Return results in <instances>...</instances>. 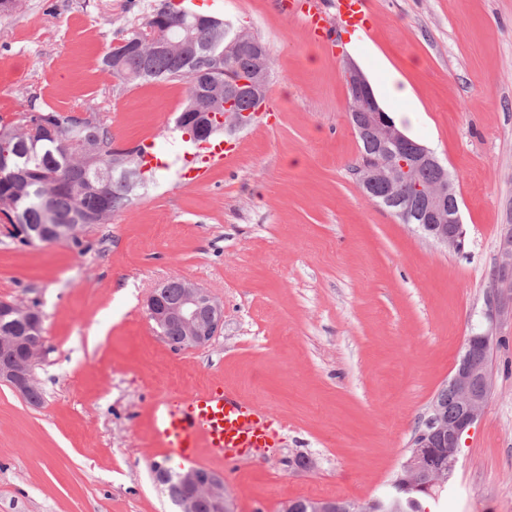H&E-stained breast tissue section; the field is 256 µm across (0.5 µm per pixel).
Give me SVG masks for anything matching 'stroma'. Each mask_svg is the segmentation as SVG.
I'll use <instances>...</instances> for the list:
<instances>
[{
  "label": "stroma",
  "instance_id": "stroma-1",
  "mask_svg": "<svg viewBox=\"0 0 512 512\" xmlns=\"http://www.w3.org/2000/svg\"><path fill=\"white\" fill-rule=\"evenodd\" d=\"M156 0H23L0 15V121L20 101L89 103L116 145L154 142L168 162L133 204L80 245L0 236V300L36 304L41 405L0 382V512H178L153 464L151 407L212 386L261 408L274 447L223 477L231 512L299 499L367 503L399 472L467 336L490 326L492 387L456 467L426 512H512V0H371L369 30L325 54L276 0H195L265 44L273 125L225 129L230 167L178 181L192 144L177 126L182 82L113 91L108 49ZM357 65L386 112L448 167L465 246L436 244L362 192L343 70ZM413 98L392 99V84ZM414 122L402 120L403 112ZM224 304L211 342L177 350L148 317L158 282ZM505 312L488 324V293Z\"/></svg>",
  "mask_w": 512,
  "mask_h": 512
}]
</instances>
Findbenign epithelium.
Wrapping results in <instances>:
<instances>
[{
	"instance_id": "benign-epithelium-1",
	"label": "benign epithelium",
	"mask_w": 512,
	"mask_h": 512,
	"mask_svg": "<svg viewBox=\"0 0 512 512\" xmlns=\"http://www.w3.org/2000/svg\"><path fill=\"white\" fill-rule=\"evenodd\" d=\"M346 86L348 112L351 125L358 135L373 139L374 164L360 166L356 179L368 197L390 207L392 214L404 224H416L435 243L452 249L461 247L464 239L463 224L457 191L448 175L447 167L426 146L406 136L378 102L371 85L355 67L347 69ZM232 101L224 102V115L212 112H185L182 122L196 128L198 136L208 139L214 134L212 120L223 124H241V117L231 111ZM426 169L438 173L431 183L420 180ZM157 284L146 298L150 318L164 330L177 323L183 331L182 342L176 349L196 348L208 344L217 335L224 323V305L209 291L192 283H184L182 297L174 303L160 301ZM19 317L30 322L26 336L0 337L1 351L19 348L25 357L0 367V381L12 385L21 394L34 387V366L44 347L41 315L32 307L20 303L0 301V318ZM492 329L469 336L465 340L463 353L448 379L447 387L452 391L456 410L446 414L434 401L429 407L425 427L413 440L414 457L420 456L422 448L448 449V474L453 473L458 461L463 435L479 419L491 388V374L486 357L494 344ZM416 485L431 489L443 486L447 474L424 477L413 468ZM156 478L165 484L175 479L187 493L178 502L180 512H199L202 505L212 512L228 510L224 491V480L210 470L197 468L172 474L168 470H156ZM344 507H338V504ZM309 501L306 512H363V505L352 501Z\"/></svg>"
}]
</instances>
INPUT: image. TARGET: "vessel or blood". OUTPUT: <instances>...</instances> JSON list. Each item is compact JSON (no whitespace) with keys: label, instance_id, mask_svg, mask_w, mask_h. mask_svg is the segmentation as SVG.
I'll use <instances>...</instances> for the list:
<instances>
[{"label":"vessel or blood","instance_id":"obj_1","mask_svg":"<svg viewBox=\"0 0 512 512\" xmlns=\"http://www.w3.org/2000/svg\"><path fill=\"white\" fill-rule=\"evenodd\" d=\"M366 5L367 0H337L342 25L365 26ZM277 7L285 15L302 19L312 43L327 50L335 47L338 33L328 19L325 0H277ZM234 155L231 145H196L194 152L185 157L180 177L197 185L206 183L211 170L229 164ZM151 411L155 446L165 455L186 461H195L204 454L234 463L273 444L265 414L220 387L200 390L182 402L156 399Z\"/></svg>","mask_w":512,"mask_h":512}]
</instances>
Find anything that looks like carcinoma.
Masks as SVG:
<instances>
[{
    "label": "carcinoma",
    "instance_id": "cac0c4a2",
    "mask_svg": "<svg viewBox=\"0 0 512 512\" xmlns=\"http://www.w3.org/2000/svg\"><path fill=\"white\" fill-rule=\"evenodd\" d=\"M168 44L157 50L149 39ZM255 37L231 22L212 18L197 23L192 12L173 0H161L136 28L125 34L122 47L102 57L100 70L127 87L152 81H183L185 105L201 100L214 108L224 94L257 69L251 42ZM60 113L30 103L15 123H0V213L11 225L49 228L55 224H105L112 214L133 203L135 181L153 179L140 169L135 154L112 147L107 121L92 109ZM431 468L448 472V455L428 449ZM405 470L391 491L369 504L365 512H422L419 496Z\"/></svg>",
    "mask_w": 512,
    "mask_h": 512
}]
</instances>
